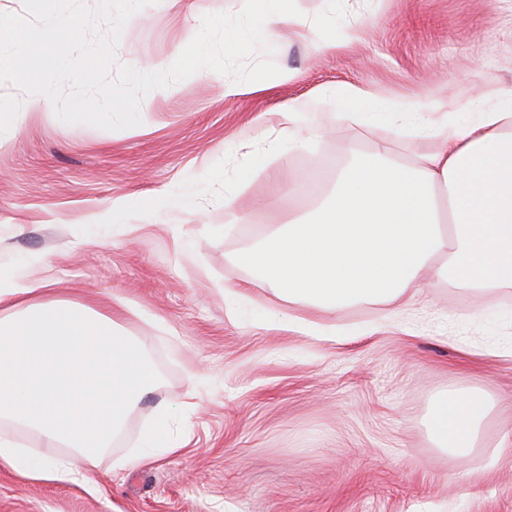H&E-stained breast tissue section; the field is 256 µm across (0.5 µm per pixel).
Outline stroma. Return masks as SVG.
Listing matches in <instances>:
<instances>
[{
	"instance_id": "1",
	"label": "stroma",
	"mask_w": 512,
	"mask_h": 512,
	"mask_svg": "<svg viewBox=\"0 0 512 512\" xmlns=\"http://www.w3.org/2000/svg\"><path fill=\"white\" fill-rule=\"evenodd\" d=\"M244 0H159L116 47L135 68L173 63L204 15ZM273 59L292 80L236 86L202 70L149 93L140 126L60 121L0 84V272L38 255L54 299L94 304L144 340L158 383L128 414L91 483L32 481L0 470V512H512V288L472 297L425 274L401 308L338 314L282 301L238 257L313 209L323 168L346 144L371 152L327 89L355 85L425 108L481 103L512 87V0H292ZM330 16L315 34L305 23ZM301 108L313 146L275 181L258 165L280 114ZM255 166L247 185L238 170ZM234 195L238 218L224 211ZM138 209L113 215V200ZM238 284L239 298L224 287ZM334 328L309 336L299 321ZM477 388L492 409L479 454L435 448L427 416L442 395ZM183 438L132 470L158 409Z\"/></svg>"
}]
</instances>
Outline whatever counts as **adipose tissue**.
Masks as SVG:
<instances>
[{
  "label": "adipose tissue",
  "mask_w": 512,
  "mask_h": 512,
  "mask_svg": "<svg viewBox=\"0 0 512 512\" xmlns=\"http://www.w3.org/2000/svg\"><path fill=\"white\" fill-rule=\"evenodd\" d=\"M329 97L348 127L381 125L371 154L323 171L327 194L312 216L269 234L239 260L289 302L339 311L363 301L402 304L423 272L475 288L512 287V89L471 109L439 99L428 119L404 122L407 103H380L344 84ZM415 143L411 161L395 142ZM50 277L19 264L0 275V420L36 430L41 449L0 433V468L30 480L88 479L130 410L154 387L146 344L91 306L50 298ZM490 402L480 391L443 395L428 429L442 450L468 458ZM180 439L160 416L144 447L117 460L133 469L173 454Z\"/></svg>",
  "instance_id": "ef3b65f1"
}]
</instances>
